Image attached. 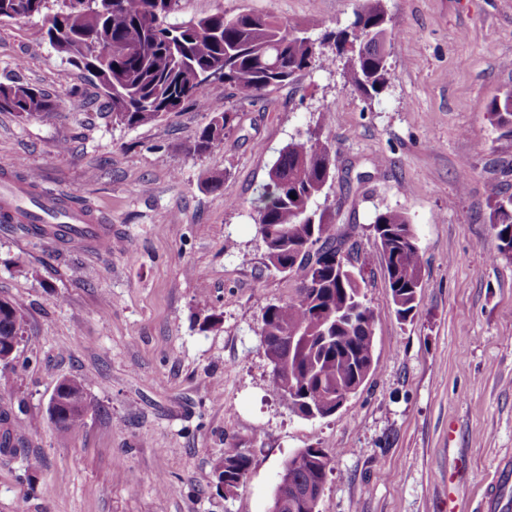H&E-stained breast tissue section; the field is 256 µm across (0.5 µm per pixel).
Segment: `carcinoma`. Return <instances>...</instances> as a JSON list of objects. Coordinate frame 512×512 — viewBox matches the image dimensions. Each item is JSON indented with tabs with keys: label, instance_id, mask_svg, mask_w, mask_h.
Returning a JSON list of instances; mask_svg holds the SVG:
<instances>
[{
	"label": "carcinoma",
	"instance_id": "cac0c4a2",
	"mask_svg": "<svg viewBox=\"0 0 512 512\" xmlns=\"http://www.w3.org/2000/svg\"><path fill=\"white\" fill-rule=\"evenodd\" d=\"M179 0H61L53 13L47 0H0V19L21 13L41 16L45 37L67 63L82 68L103 91L112 122L128 127L151 124L187 103L207 107L204 91L218 75L243 98L270 85L287 83L312 66L328 68L341 61L347 82L365 94L380 93L388 83L387 43L396 28L380 5L370 3L352 24L323 39L334 42L336 55L318 50L309 29L251 13L227 16L216 11L198 20L168 22ZM60 97L19 82L0 83V112L23 120L56 111ZM497 124L512 134V88L492 101ZM236 113H209L208 122L189 146L203 155L224 141ZM336 168L335 158L316 131L294 137L272 162L269 182L253 202L265 246L267 267L298 280L293 295L267 306L261 335L285 359L286 375L274 380L288 409L302 417L324 418L337 410L336 394L361 387L375 367L377 317L364 302L361 271L348 261L336 266L345 238L333 233L331 207L323 202ZM489 221L498 254L512 252V194L488 191ZM381 268L398 320L417 310L422 288V258L407 212L386 208L374 219ZM24 318L0 300V338L22 334ZM86 409L70 408L62 430H78ZM292 484L323 487L330 458L322 449L302 448L290 460ZM250 464L243 448H226L213 465L217 481L242 483Z\"/></svg>",
	"mask_w": 512,
	"mask_h": 512
}]
</instances>
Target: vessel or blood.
Masks as SVG:
<instances>
[{
    "mask_svg": "<svg viewBox=\"0 0 512 512\" xmlns=\"http://www.w3.org/2000/svg\"><path fill=\"white\" fill-rule=\"evenodd\" d=\"M0 222L31 225L39 238L102 248L112 242V227L94 213L70 207L64 198L43 195L35 180L19 185L0 180Z\"/></svg>",
    "mask_w": 512,
    "mask_h": 512,
    "instance_id": "b4317fda",
    "label": "vessel or blood"
}]
</instances>
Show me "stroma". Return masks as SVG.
<instances>
[{
  "mask_svg": "<svg viewBox=\"0 0 512 512\" xmlns=\"http://www.w3.org/2000/svg\"><path fill=\"white\" fill-rule=\"evenodd\" d=\"M366 0H180L174 23L216 10L348 26ZM397 24L389 81L375 96L341 64L310 67L244 100L208 83V109L113 124L84 71L46 43L41 20L0 21V82L62 106L24 121L0 112V171L36 173L112 227L86 253L0 223V298L24 314L0 374V403L22 447L0 450V512H268L299 449L331 459L318 512H483V492L512 456V256H496L487 190L512 192V136L489 112L512 87V0H381ZM236 120L203 157L188 147L210 111ZM319 130L336 157L327 193L337 230L365 263L377 316L376 368L336 413L288 411L261 344L265 307L296 283L264 265L251 207L288 141ZM224 175L220 189L207 181ZM406 211L423 260L414 319H396L371 225ZM82 382L79 431L58 430L49 401ZM248 449L226 494L212 465Z\"/></svg>",
  "mask_w": 512,
  "mask_h": 512,
  "instance_id": "obj_1",
  "label": "stroma"
}]
</instances>
